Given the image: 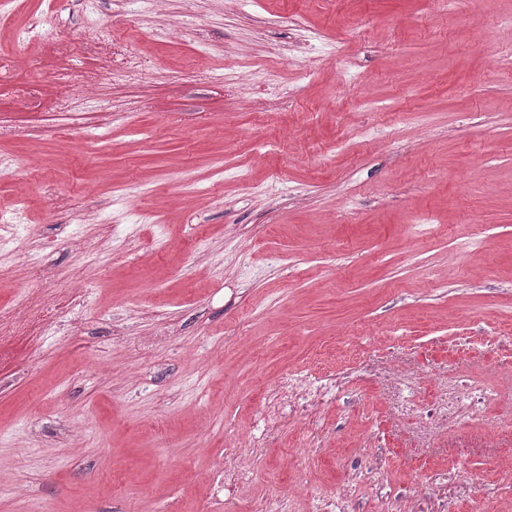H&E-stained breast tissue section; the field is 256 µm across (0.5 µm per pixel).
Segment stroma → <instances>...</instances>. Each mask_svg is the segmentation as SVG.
I'll return each instance as SVG.
<instances>
[{
    "mask_svg": "<svg viewBox=\"0 0 512 512\" xmlns=\"http://www.w3.org/2000/svg\"><path fill=\"white\" fill-rule=\"evenodd\" d=\"M34 14L0 221L89 299L0 337V512H512V0H0V49ZM54 44L56 45L54 52L56 60L67 64V66L60 67L54 72L63 98L69 99L91 92L95 85L96 74L83 71L80 75L73 76L71 72L73 61L80 60L89 53V44L83 41L73 42L62 38L55 40Z\"/></svg>",
    "mask_w": 512,
    "mask_h": 512,
    "instance_id": "obj_1",
    "label": "stroma"
}]
</instances>
